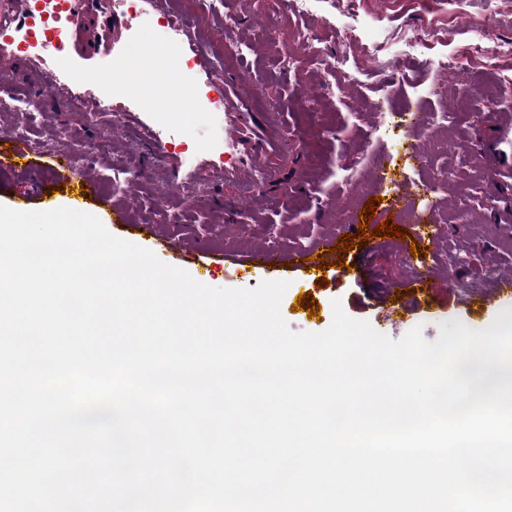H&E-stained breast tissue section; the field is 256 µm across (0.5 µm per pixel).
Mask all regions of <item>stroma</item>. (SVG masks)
<instances>
[{
  "instance_id": "35a3bbf8",
  "label": "stroma",
  "mask_w": 512,
  "mask_h": 512,
  "mask_svg": "<svg viewBox=\"0 0 512 512\" xmlns=\"http://www.w3.org/2000/svg\"><path fill=\"white\" fill-rule=\"evenodd\" d=\"M241 12L255 25V37L231 44L223 28H216L212 59L239 68L260 89L261 108L274 104L285 113L294 143L289 166L304 169L311 191L256 186L241 200L235 227H226L223 188L167 187L159 164L152 179H140L146 157L135 133L118 117L64 107L49 93H37L30 74L12 70L0 74V137L26 136L38 175L0 172V205L37 210L45 202L68 201L79 182L93 180L96 192L86 212L112 235L154 250L194 280L218 288L288 281L280 312L296 332L327 330L336 299L351 318L395 340L418 326L427 341H435L441 324L456 319L474 330L491 326L512 305L492 296L495 271L512 268V178L499 193H490L488 180L474 171L470 147L477 138L494 139L512 120V106L484 108L480 99L459 91L456 75L441 78L432 63L444 55L457 57L465 78L487 95L512 83V0H389L384 6L376 0H310L304 9L299 0H244ZM353 19L358 38L375 37L373 56L360 54L347 41L344 25ZM311 32L316 39L310 43ZM479 32L497 55L494 69L467 52ZM414 40L422 44L420 55L400 57L402 45ZM318 57L343 66L323 70L314 63ZM35 93L40 112H22L23 102ZM380 100L383 112L408 102L439 115L438 133L420 143L425 165L408 161L405 127H382L383 112L371 109ZM65 147L75 163L60 173L54 155ZM380 152L391 155L393 179L379 185L370 161ZM402 191L411 192L434 235L429 297L422 306L414 305L405 286L408 238L373 239L365 268L347 253V272L330 269L321 287L289 271L236 263L245 252L274 248L285 254L314 247L335 234L336 208L356 210L371 196L384 199L372 219L383 223L385 202ZM464 207L474 216L463 222L457 214ZM371 285H398L402 291L382 307L368 300ZM308 292L315 299L312 314L297 307L298 295Z\"/></svg>"
}]
</instances>
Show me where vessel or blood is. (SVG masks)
<instances>
[{
  "mask_svg": "<svg viewBox=\"0 0 512 512\" xmlns=\"http://www.w3.org/2000/svg\"><path fill=\"white\" fill-rule=\"evenodd\" d=\"M157 19L166 22L167 43L149 37ZM207 29L200 16L174 10L172 0H138L134 15L125 0H0L1 56L36 70L41 85L64 104L96 112L110 102L120 121L167 160L173 186L207 180L222 185L229 198L276 179L287 156L286 139L277 114L261 110L234 72L210 59ZM203 108L217 111V135L193 150L169 151ZM472 154L500 170L512 160V140L476 141ZM30 166L23 141L11 138L0 148L1 170ZM392 208L415 227L419 244L430 241L410 194H400ZM260 258L275 267L287 263L307 279L320 276L318 260L303 250L285 258L270 250ZM405 262L410 288L426 292V255L409 253Z\"/></svg>",
  "mask_w": 512,
  "mask_h": 512,
  "instance_id": "1",
  "label": "vessel or blood"
}]
</instances>
